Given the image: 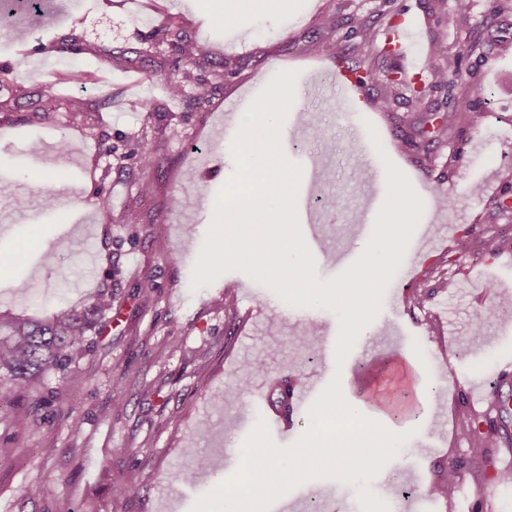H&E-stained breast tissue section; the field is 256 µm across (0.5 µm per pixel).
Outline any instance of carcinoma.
<instances>
[{
    "label": "carcinoma",
    "instance_id": "cac0c4a2",
    "mask_svg": "<svg viewBox=\"0 0 512 512\" xmlns=\"http://www.w3.org/2000/svg\"><path fill=\"white\" fill-rule=\"evenodd\" d=\"M470 0H452V5L444 12L448 25L455 26L469 17ZM353 29L360 37L357 48L370 53L379 35H384V46L396 48L401 34V23L396 17L380 9L373 16H353L350 18ZM155 41L165 44L178 55L185 65H199L202 50L180 24L170 20L167 25L155 32ZM224 82V72H212L209 79L194 77L188 69L180 77L165 78V90L169 98L177 99L189 106L204 104L210 96L218 92ZM457 87L466 92L470 84L465 80L459 65H448L446 70H435L431 82L417 91V101H422L426 93L438 87ZM38 102L51 106L56 112H64L70 121L81 125H93L95 116L112 108V99L83 95L64 96L59 92L57 82L45 83L37 94ZM31 105L27 94L0 96V114L16 112ZM451 119L447 115L430 113L421 117L414 142L419 162L428 160V146L438 137H448ZM141 167L148 168L157 151L153 139L143 138L132 147ZM57 169L60 176L69 163V142L61 138L56 145ZM112 309V293L106 289L96 294L91 304L84 308H73L57 312L41 320L19 319L0 314V411L14 406L19 397L25 395L32 405L45 402L41 384L46 375L54 372L62 377L71 371L77 357L94 344V337L100 334ZM467 418L471 437L470 451L487 457L489 449L495 447L492 432L476 429V419L469 417L466 409H460ZM209 466L208 460L200 458L181 469L177 478L184 483L193 482L202 470ZM458 477L455 461L448 460V476L431 485V493L444 496L448 487ZM53 493L52 486L44 483L25 485L20 489L23 498H40Z\"/></svg>",
    "mask_w": 512,
    "mask_h": 512
}]
</instances>
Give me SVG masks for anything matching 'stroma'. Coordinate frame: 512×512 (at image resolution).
I'll return each mask as SVG.
<instances>
[{
    "instance_id": "1",
    "label": "stroma",
    "mask_w": 512,
    "mask_h": 512,
    "mask_svg": "<svg viewBox=\"0 0 512 512\" xmlns=\"http://www.w3.org/2000/svg\"><path fill=\"white\" fill-rule=\"evenodd\" d=\"M380 0H285L282 11H254L223 21L221 0H159L152 11L142 0H50L52 18L30 30L19 25L0 35V82L34 91L78 67L94 80L66 85L74 95H111L98 130L73 129L64 113L53 126L28 122L22 113L0 117V177L12 180L0 196V254L24 250L10 277H0V312L35 318L89 302L111 288L109 321L66 378L48 375L43 392L50 408L0 419V512H224L225 488L237 487L242 461L236 448L258 443L280 448L293 460L307 437L306 411L280 443L268 430L267 389L284 376L333 374L336 314L286 305L240 272L192 290L190 278L219 189L235 170L232 130L224 129L227 104L247 99L280 70H296L297 99L284 127V149L302 164L318 167L319 181L303 177L319 204L309 217L324 250L316 274L327 281L357 259L370 235L362 226L364 200L380 207L384 168L369 136L376 129L390 159L410 178L425 208L390 283L384 307L360 335L345 366H367L366 381L384 396L403 428V449L351 476L320 471L283 485L261 499L258 512H456L463 499L476 512H512V487L496 485L500 465L469 451L454 393L472 381L493 387L502 359H512V15L492 27H451L441 22L442 0H390L404 26L419 38L404 58L370 53L364 85L351 88L341 62L312 53L316 40L343 38L354 44L349 17L373 10ZM175 15L194 34L209 62H224L228 75L205 106L169 100L167 74L183 69L167 47H151L150 33ZM77 49L58 53L60 42ZM476 51L462 58L469 96L441 88L416 103L413 88L427 85L446 58L427 55L430 42H446L456 55L466 41ZM113 47L147 50L140 70L110 66ZM419 67H411V59ZM403 69L409 85L384 97L386 73ZM133 98L165 103L162 112L132 111ZM452 118L447 139L432 142L431 160L420 165L408 141L421 108ZM481 112L470 122L469 110ZM158 131L160 143L146 173L149 192L128 179L136 163L130 145ZM106 133L112 155L102 154ZM67 137L71 155L64 176H55L56 144ZM37 155H30L31 145ZM52 190L55 210L42 206ZM209 203L195 207L198 192ZM110 199L100 212L98 194ZM495 238L491 252L485 241ZM152 274L154 287L138 283ZM263 303L260 319L246 314ZM492 319H484L486 310ZM448 339V354L438 336ZM410 356L431 405L415 411L413 380L396 366ZM83 419L72 434L69 410ZM33 416L23 442L14 439L18 417ZM204 457L194 484L176 470ZM461 466L447 497L428 495L448 458ZM139 469L131 491L114 490L117 476ZM56 484L50 498L22 499L17 489L32 482Z\"/></svg>"
}]
</instances>
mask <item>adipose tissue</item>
Masks as SVG:
<instances>
[{
  "mask_svg": "<svg viewBox=\"0 0 512 512\" xmlns=\"http://www.w3.org/2000/svg\"><path fill=\"white\" fill-rule=\"evenodd\" d=\"M349 377L336 380V392L311 420L307 441L293 461H285L275 449L250 445L241 449L250 466L242 489L224 494L225 512H254L259 497L271 493L287 479L332 469L344 474L370 467L400 446L399 428L382 418L367 419V407L378 401L376 390L351 395Z\"/></svg>",
  "mask_w": 512,
  "mask_h": 512,
  "instance_id": "1",
  "label": "adipose tissue"
}]
</instances>
